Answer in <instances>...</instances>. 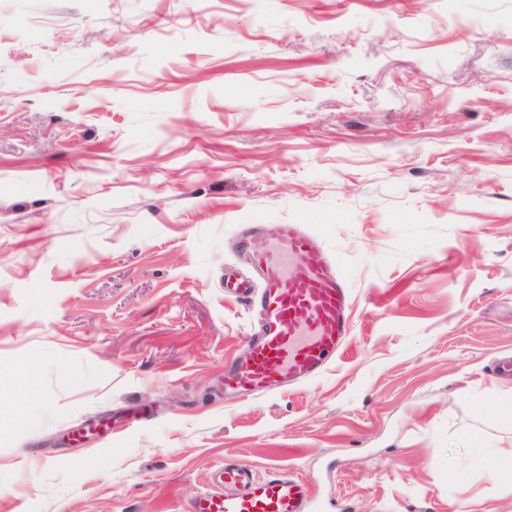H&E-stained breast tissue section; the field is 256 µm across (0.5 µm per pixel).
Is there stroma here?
I'll list each match as a JSON object with an SVG mask.
<instances>
[{
    "instance_id": "stroma-1",
    "label": "stroma",
    "mask_w": 512,
    "mask_h": 512,
    "mask_svg": "<svg viewBox=\"0 0 512 512\" xmlns=\"http://www.w3.org/2000/svg\"><path fill=\"white\" fill-rule=\"evenodd\" d=\"M309 224L341 357L224 400L241 224ZM512 0H0V512H512ZM185 512H315L307 482L287 471L258 475L251 466L225 459L207 489Z\"/></svg>"
}]
</instances>
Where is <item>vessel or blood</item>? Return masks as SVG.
<instances>
[{"mask_svg":"<svg viewBox=\"0 0 512 512\" xmlns=\"http://www.w3.org/2000/svg\"><path fill=\"white\" fill-rule=\"evenodd\" d=\"M233 251L260 283L225 282L259 313L248 349L224 367V392L250 400L307 383L340 356L351 336L350 288L321 240L303 224L267 233L240 225ZM185 512H316L307 482L287 472L258 475L225 460Z\"/></svg>","mask_w":512,"mask_h":512,"instance_id":"1","label":"vessel or blood"}]
</instances>
